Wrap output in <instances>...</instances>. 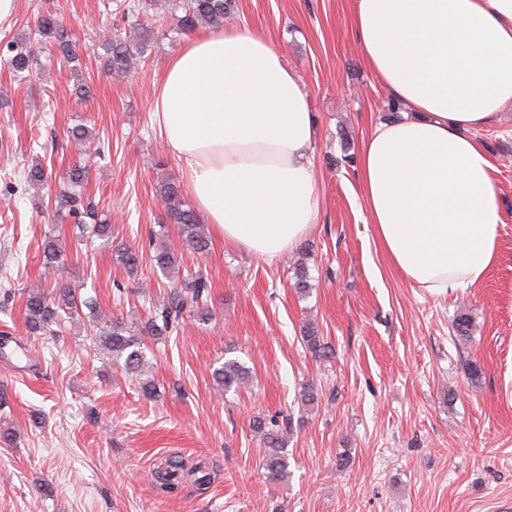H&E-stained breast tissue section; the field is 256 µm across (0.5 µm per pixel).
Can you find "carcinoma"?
Instances as JSON below:
<instances>
[{"mask_svg": "<svg viewBox=\"0 0 512 512\" xmlns=\"http://www.w3.org/2000/svg\"><path fill=\"white\" fill-rule=\"evenodd\" d=\"M235 0H176L173 7L182 12L178 17L177 27L180 33L186 34L199 28H220L233 14ZM38 39H51L57 54L67 63L78 60V52L72 45L62 25L50 13L36 16L34 21ZM105 48L104 65L107 73L120 77L127 75L134 62L141 58L148 48V39H113L102 40ZM16 53L7 58L9 68L15 75L32 69L37 63L33 44L25 41L20 46L10 44ZM71 139L78 144H95L94 155L104 159L111 153L110 147L95 141V136L81 126L71 130ZM88 181V168L75 166L63 178V185L55 189L54 202L56 212H68L75 224L82 230L86 239L112 240V225L107 218L98 216L90 204L83 202L75 188H82ZM17 182L28 185L42 186L49 184L48 173L40 164H33L20 170ZM158 195L164 205V212L173 224L179 226L181 247L195 253L208 251L210 243L199 224L193 209L184 204L177 185L165 182L160 185ZM117 260L131 273L138 271L143 260H148L153 270L167 279L173 280L169 291L159 299L148 297V312L145 318L137 322H127L122 318L106 319L97 314L94 319L93 332L95 344L109 355L112 364L118 366L125 374L139 377L149 364L146 357L147 344L144 337L166 340L180 332L186 316H198L202 319L210 315L209 300L212 285L207 275L197 270L180 275L179 253L169 247H160L147 253L139 252L122 243L115 247ZM44 267L48 270L58 266L65 255V244L53 237L44 244ZM89 307V300L84 299L65 285L56 286L46 292L42 289L28 291L24 299V324L27 336L55 335L53 325L61 319L65 312L71 318H81L82 308ZM302 341L307 348L318 357H328L326 347L321 343L313 323L303 328ZM213 376L217 386L225 391L245 386L249 379V368L237 359H228L215 369ZM255 428L263 433L267 452L264 456V467L268 478L280 480L288 470V460L282 453L286 443L283 428L275 418L260 421ZM199 469L186 470L183 460L171 458L165 468L158 471L160 489L172 493L178 489L184 475H195Z\"/></svg>", "mask_w": 512, "mask_h": 512, "instance_id": "obj_1", "label": "carcinoma"}]
</instances>
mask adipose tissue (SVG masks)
<instances>
[{"mask_svg":"<svg viewBox=\"0 0 512 512\" xmlns=\"http://www.w3.org/2000/svg\"><path fill=\"white\" fill-rule=\"evenodd\" d=\"M365 65L404 116L375 124L360 197L389 263L435 295L478 287L498 257L495 171L476 139L512 105V0H350ZM194 205L225 244L274 261L316 223L307 92L275 43L240 25L187 40L152 104Z\"/></svg>","mask_w":512,"mask_h":512,"instance_id":"obj_1","label":"adipose tissue"}]
</instances>
